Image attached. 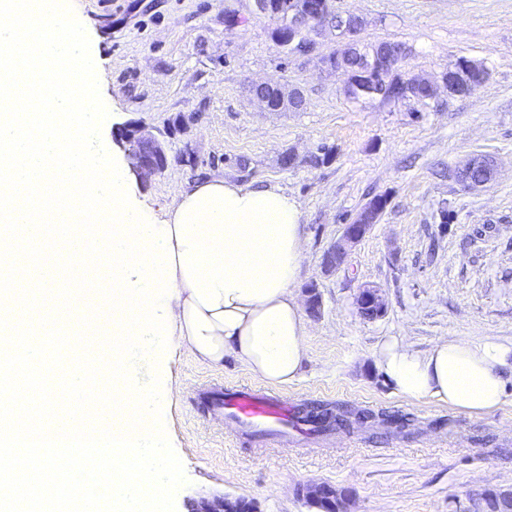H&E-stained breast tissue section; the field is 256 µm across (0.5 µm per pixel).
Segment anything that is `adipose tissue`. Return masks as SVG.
<instances>
[{
  "instance_id": "obj_1",
  "label": "adipose tissue",
  "mask_w": 512,
  "mask_h": 512,
  "mask_svg": "<svg viewBox=\"0 0 512 512\" xmlns=\"http://www.w3.org/2000/svg\"><path fill=\"white\" fill-rule=\"evenodd\" d=\"M161 218L175 252V343L210 365L230 354L263 381H295L308 333L292 290L304 258L299 202L276 187L207 178ZM373 358L398 395L472 416L499 409L512 386V341L442 339L420 352L393 337Z\"/></svg>"
}]
</instances>
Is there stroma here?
<instances>
[{
    "mask_svg": "<svg viewBox=\"0 0 512 512\" xmlns=\"http://www.w3.org/2000/svg\"><path fill=\"white\" fill-rule=\"evenodd\" d=\"M69 3L100 62L102 137L143 123L167 148L162 174L127 172L129 194L159 214L188 182L220 177L300 203L305 257L293 290L301 298L317 284L321 307L307 319L301 375L279 393L297 408L410 421L272 444L209 407L227 386L264 381L234 357L214 367L174 349L161 377L173 389L165 431L187 479L175 512L215 495L254 500L259 512H314L301 495L314 483L348 489L350 512H470L484 490H512V390L473 417L395 394L373 362L389 336L421 352L447 337L512 340V0H334L337 13L362 17L365 42L408 47L409 74L437 80L461 58L491 70L465 96L442 87L425 102L363 106L321 62L346 42L336 28L317 37L315 54H291L252 0ZM260 83L298 89L303 107L265 111L251 93ZM324 148V163L312 164ZM473 154L492 157L496 175L467 189L455 170ZM376 195L388 200L377 224L325 271V253ZM366 285L381 289L384 315L359 314Z\"/></svg>",
    "mask_w": 512,
    "mask_h": 512,
    "instance_id": "stroma-1",
    "label": "stroma"
}]
</instances>
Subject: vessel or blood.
<instances>
[{"label": "vessel or blood", "instance_id": "b4317fda", "mask_svg": "<svg viewBox=\"0 0 512 512\" xmlns=\"http://www.w3.org/2000/svg\"><path fill=\"white\" fill-rule=\"evenodd\" d=\"M221 408L225 417L245 431L260 432L268 439L289 434L309 437L310 431L298 422L287 402L280 396L266 392L257 393L239 386L227 389Z\"/></svg>", "mask_w": 512, "mask_h": 512}]
</instances>
